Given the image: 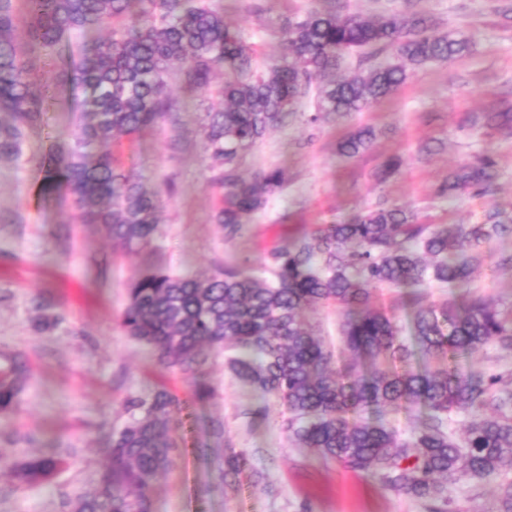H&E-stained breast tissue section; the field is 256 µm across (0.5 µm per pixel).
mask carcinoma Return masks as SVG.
I'll return each mask as SVG.
<instances>
[{"label": "carcinoma", "mask_w": 512, "mask_h": 512, "mask_svg": "<svg viewBox=\"0 0 512 512\" xmlns=\"http://www.w3.org/2000/svg\"><path fill=\"white\" fill-rule=\"evenodd\" d=\"M0 0V160L21 158L29 131L46 122L49 103L79 69L86 94L82 123L69 147L51 144L42 163L41 192L70 200L73 219L99 224L133 252L159 230L161 192L122 169L110 151L94 152L117 135L134 136L177 111L173 86L216 92L220 106L204 113L202 133L221 191L216 222L224 237L263 209L285 183L280 169L244 179L241 159L285 117L298 111L312 86L317 106L306 122L361 112L384 101L431 62L466 54L468 39L442 31L421 11L372 16L312 7L267 26L281 44L268 65H253L243 33L227 24L211 0H24L28 33L54 63L36 71L15 45V3ZM355 56L364 68L336 76ZM224 74L216 84L215 75ZM487 125L512 136V108L486 113ZM374 128L360 127L338 145L354 157L368 151ZM402 167L387 157L376 176L385 182ZM496 161L479 155L448 175L435 194L485 196L495 186ZM512 237V212L494 209L476 224H426L412 211L381 204L343 224H319L288 236L270 251L271 281L222 268L201 276L149 271L136 280L120 326L151 346L161 363L199 373L211 351L231 352L224 368L277 398L282 429L299 448L378 477L390 490L431 503L465 479L512 472V372L456 364L493 347L512 353V306L472 287L493 257L490 245ZM449 289L429 299L428 289ZM400 290L390 309L373 308L374 291ZM341 308L349 357L334 355L305 322V313ZM410 325L403 334L402 320ZM19 358L0 367V411L10 409L26 381ZM180 405L166 389L128 403L131 420L112 433L111 461L95 488L74 498L73 512H152L155 476L179 443L170 415ZM416 409L405 435L390 427V410ZM463 415V440L452 416ZM60 462L30 458L17 470L23 483L50 477ZM251 469L247 455L224 449V484Z\"/></svg>", "instance_id": "1"}]
</instances>
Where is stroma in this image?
Listing matches in <instances>:
<instances>
[{
    "instance_id": "1",
    "label": "stroma",
    "mask_w": 512,
    "mask_h": 512,
    "mask_svg": "<svg viewBox=\"0 0 512 512\" xmlns=\"http://www.w3.org/2000/svg\"><path fill=\"white\" fill-rule=\"evenodd\" d=\"M218 0L224 18L254 44L257 64L280 51L265 32L268 20L304 14L313 0ZM419 10L441 29L468 35L471 48L452 62L416 70L392 97L362 112L306 124L291 117L251 151L239 167L283 169L287 180L267 206L250 215L241 236L225 238L214 221L218 192L201 124L215 100L179 92L176 124L119 137L124 169L147 187L171 184L159 232L127 252L101 225L76 224L67 200L41 195L40 163L49 143L68 146L84 97L81 82L60 88L49 123L30 131L19 162L0 161V365L26 359L29 377L10 413H0V512H70L80 491L92 489L107 463L113 429L128 419L126 400L167 387L181 400L170 426L186 452L157 478L153 512H428L419 499L395 493L378 479L296 447L281 428L279 401L224 369L212 353L204 378L212 396L191 398L195 378L165 368L150 347L120 326L131 284L149 270L196 276L233 266L267 276L268 252L298 226L349 221L388 201L436 224H473L486 211H512V137L486 127L485 107L512 102V21L498 0H420ZM362 126L376 140L346 158L338 143ZM406 165L380 184L374 172L389 155ZM480 154L497 162L495 190L450 201L435 188L456 166ZM267 414L252 417L251 407ZM223 423V434L213 432ZM246 453L251 472L224 486V448ZM61 459L47 480L25 484L12 472L24 459ZM498 480H466L449 493L447 512H488Z\"/></svg>"
}]
</instances>
